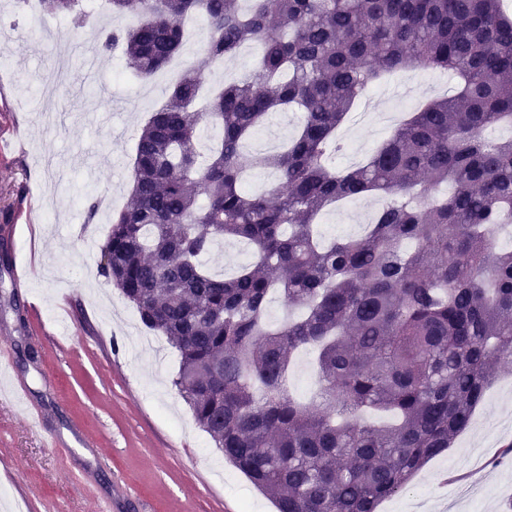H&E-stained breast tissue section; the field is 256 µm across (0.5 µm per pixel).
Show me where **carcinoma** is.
Returning a JSON list of instances; mask_svg holds the SVG:
<instances>
[{
    "mask_svg": "<svg viewBox=\"0 0 512 512\" xmlns=\"http://www.w3.org/2000/svg\"><path fill=\"white\" fill-rule=\"evenodd\" d=\"M103 48L152 78L203 16L207 39L135 145L130 205L112 217L98 272L178 353L172 385L236 469L277 512H376L452 447L512 358V15L503 0H108ZM85 22L82 0H40ZM255 76L224 83L205 115L204 76L241 47ZM443 70L453 93L426 103L352 168L330 163L336 129L376 82ZM302 114L281 150L244 155L274 112ZM250 169L279 183L243 193ZM389 200L355 238L320 242L313 224L344 199ZM247 240L254 265L206 267L215 245ZM279 293L300 315L265 322ZM317 351L319 403L288 392L291 354ZM368 412L396 417L363 422Z\"/></svg>",
    "mask_w": 512,
    "mask_h": 512,
    "instance_id": "cac0c4a2",
    "label": "carcinoma"
}]
</instances>
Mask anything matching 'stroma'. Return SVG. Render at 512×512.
Wrapping results in <instances>:
<instances>
[{
    "label": "stroma",
    "mask_w": 512,
    "mask_h": 512,
    "mask_svg": "<svg viewBox=\"0 0 512 512\" xmlns=\"http://www.w3.org/2000/svg\"><path fill=\"white\" fill-rule=\"evenodd\" d=\"M83 27L53 19L60 36L38 37L42 13L29 0L0 8V369L26 392L0 403V512H275L271 500L228 464L172 387L176 351L165 337L125 328L135 309L97 273L112 215L128 199L137 137L203 45L190 34L179 56L148 82L118 73L119 55L99 52L84 78L75 43L102 40L107 0H85ZM99 199L94 222L90 199ZM31 271L26 287L13 269ZM469 427L377 512H475L449 502L450 478L475 472L477 512H512V359L486 391ZM39 412L32 424L29 411Z\"/></svg>",
    "instance_id": "stroma-1"
}]
</instances>
